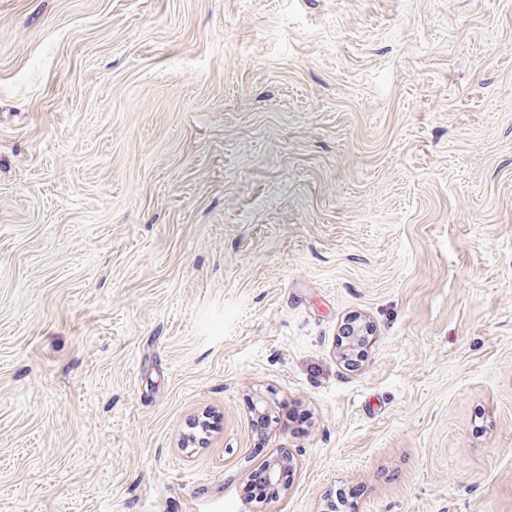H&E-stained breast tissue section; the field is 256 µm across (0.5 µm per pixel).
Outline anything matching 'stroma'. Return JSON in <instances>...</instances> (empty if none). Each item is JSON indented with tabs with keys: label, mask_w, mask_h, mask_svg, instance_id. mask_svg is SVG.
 <instances>
[{
	"label": "stroma",
	"mask_w": 512,
	"mask_h": 512,
	"mask_svg": "<svg viewBox=\"0 0 512 512\" xmlns=\"http://www.w3.org/2000/svg\"><path fill=\"white\" fill-rule=\"evenodd\" d=\"M344 485L512 512V0H0V512ZM344 336H351L338 352L339 358L348 366L356 367L363 357L367 336L373 335V326L360 314L351 315L342 325ZM288 459L275 458L267 463V470L264 468H258L253 471L250 478L249 493L255 499H265L275 494L274 483L270 482L267 478L266 471L271 480L276 478L278 469Z\"/></svg>",
	"instance_id": "1"
}]
</instances>
